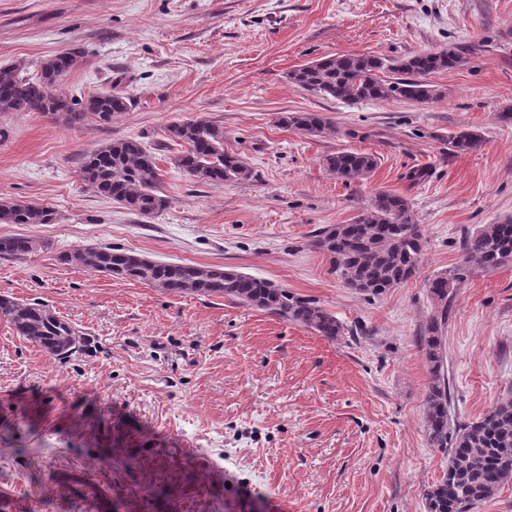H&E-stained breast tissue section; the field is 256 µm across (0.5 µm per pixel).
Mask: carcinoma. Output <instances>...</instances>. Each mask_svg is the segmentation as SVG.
Returning a JSON list of instances; mask_svg holds the SVG:
<instances>
[{"label": "carcinoma", "mask_w": 512, "mask_h": 512, "mask_svg": "<svg viewBox=\"0 0 512 512\" xmlns=\"http://www.w3.org/2000/svg\"><path fill=\"white\" fill-rule=\"evenodd\" d=\"M77 56L60 54L43 59L26 73L28 65L0 66V112H42L63 116L70 126L92 116L109 124L112 116L129 110L130 98L118 92H96L85 99L68 100L56 85L77 66ZM467 59L457 48L423 51L395 61L378 55H336L301 65L288 73V81L323 98L345 102L404 100L437 97L422 78L441 70H455ZM391 72L387 80L380 76ZM278 122L312 136L333 131L320 112H284ZM165 138L180 147L175 165L191 179L205 184L246 180L251 169L245 161L224 150V127L204 118L178 121L166 127ZM450 150L471 153L482 146L479 135L461 132L449 138ZM327 169L344 182L368 179L377 159L365 152L338 151L326 156ZM82 178L94 192L144 216L169 208L171 200L160 190L162 172L158 157L137 139L113 140L87 154ZM58 213L47 204L14 200L0 205L2 224H54ZM314 246L330 259L343 284L359 293L380 295L406 282L423 255L425 238L406 198L379 191L370 205L349 224H337L318 235ZM46 243L24 236H1L0 257H27ZM61 261L88 272L130 279L178 294L227 297L242 305L265 310L297 323L327 339L341 335L342 326L317 302L300 297L270 281L232 269L208 268L190 263L156 262L132 251L86 246L61 256ZM512 264V218L486 224L462 245L460 262L429 283L441 300L458 287L473 268L495 270ZM0 316L16 334L46 353L66 359L87 345V338L72 324L40 303L0 297ZM448 319L430 322L420 337L425 357L432 364L433 381L425 396L424 427L430 444L448 453L442 480L425 493L427 512H471L512 481V399L464 425L450 426L448 380L441 375V326Z\"/></svg>", "instance_id": "1"}]
</instances>
